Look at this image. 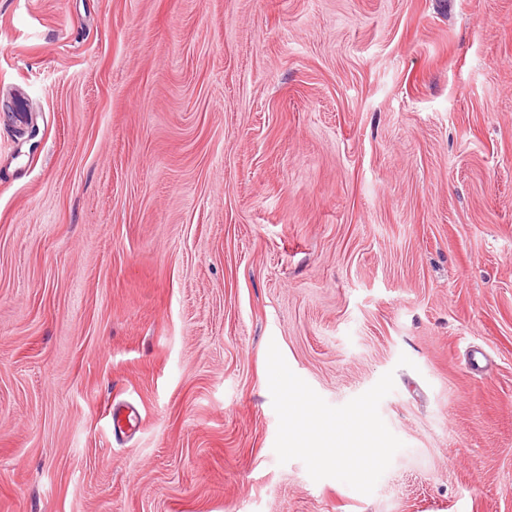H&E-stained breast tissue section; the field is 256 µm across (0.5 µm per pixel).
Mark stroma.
Returning a JSON list of instances; mask_svg holds the SVG:
<instances>
[{
	"label": "stroma",
	"instance_id": "35a3bbf8",
	"mask_svg": "<svg viewBox=\"0 0 512 512\" xmlns=\"http://www.w3.org/2000/svg\"><path fill=\"white\" fill-rule=\"evenodd\" d=\"M19 95L0 512H512V0H0ZM273 343L393 373L371 494L279 463Z\"/></svg>",
	"mask_w": 512,
	"mask_h": 512
}]
</instances>
